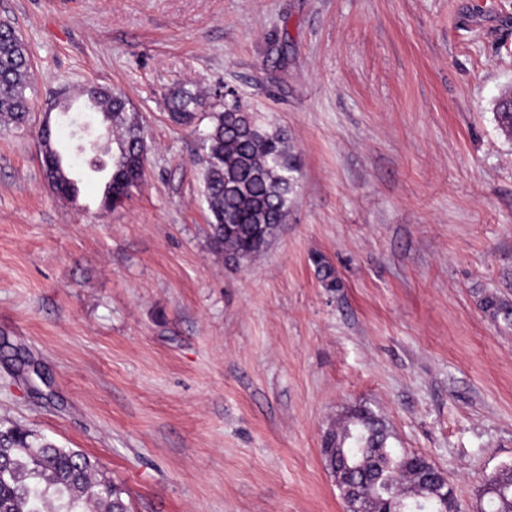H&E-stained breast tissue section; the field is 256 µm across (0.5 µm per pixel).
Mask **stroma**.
Returning <instances> with one entry per match:
<instances>
[{
    "instance_id": "1",
    "label": "stroma",
    "mask_w": 512,
    "mask_h": 512,
    "mask_svg": "<svg viewBox=\"0 0 512 512\" xmlns=\"http://www.w3.org/2000/svg\"><path fill=\"white\" fill-rule=\"evenodd\" d=\"M31 110L0 121V421L86 452L129 512H344L322 439L370 408L461 512L512 462V0H0ZM120 88L145 177L101 205L46 180L58 88ZM287 129L288 221L240 268L208 246L175 87ZM324 256L337 289L323 287ZM479 309L491 321L512 326V298L497 292L484 293L478 299Z\"/></svg>"
}]
</instances>
